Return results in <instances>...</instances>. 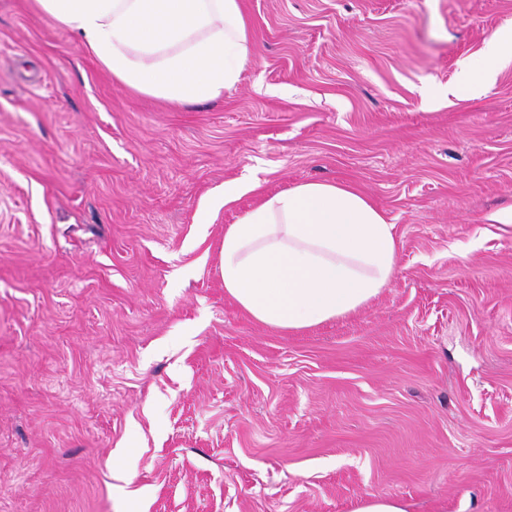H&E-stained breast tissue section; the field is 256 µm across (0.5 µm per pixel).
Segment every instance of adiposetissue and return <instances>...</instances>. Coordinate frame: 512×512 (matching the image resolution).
<instances>
[{
    "mask_svg": "<svg viewBox=\"0 0 512 512\" xmlns=\"http://www.w3.org/2000/svg\"><path fill=\"white\" fill-rule=\"evenodd\" d=\"M113 80L175 104L214 99L250 58L239 0H35ZM395 227L345 183L307 182L224 229V292L251 319L300 330L367 306L392 279Z\"/></svg>",
    "mask_w": 512,
    "mask_h": 512,
    "instance_id": "1",
    "label": "adipose tissue"
}]
</instances>
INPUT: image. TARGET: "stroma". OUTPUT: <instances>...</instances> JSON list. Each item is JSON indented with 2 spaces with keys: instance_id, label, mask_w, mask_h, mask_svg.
I'll use <instances>...</instances> for the list:
<instances>
[{
  "instance_id": "1",
  "label": "stroma",
  "mask_w": 512,
  "mask_h": 512,
  "mask_svg": "<svg viewBox=\"0 0 512 512\" xmlns=\"http://www.w3.org/2000/svg\"><path fill=\"white\" fill-rule=\"evenodd\" d=\"M240 4L238 82L174 105L0 0V512H512V60L459 80L512 0ZM308 181L372 200L396 265L279 330L218 252ZM259 183L253 181L251 183L228 182L224 184V192L218 197L210 200L213 208L226 206L238 200L244 193L252 191L258 187ZM353 512H408V509L397 498L368 495L359 501Z\"/></svg>"
}]
</instances>
